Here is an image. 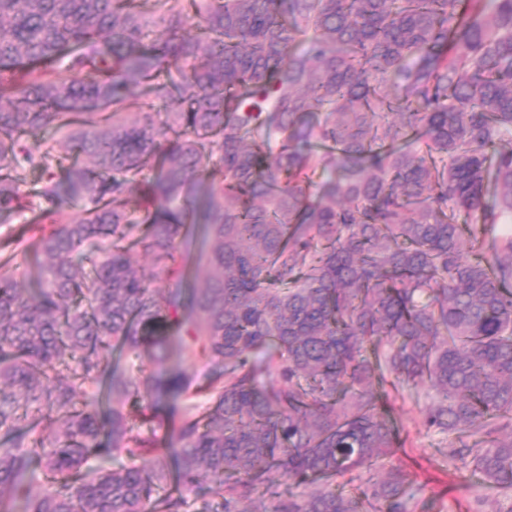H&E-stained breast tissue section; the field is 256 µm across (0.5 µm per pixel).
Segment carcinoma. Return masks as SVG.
Masks as SVG:
<instances>
[{
	"label": "carcinoma",
	"mask_w": 512,
	"mask_h": 512,
	"mask_svg": "<svg viewBox=\"0 0 512 512\" xmlns=\"http://www.w3.org/2000/svg\"><path fill=\"white\" fill-rule=\"evenodd\" d=\"M511 141L512 0H0V225H56L36 288L0 264V512H426L337 483L422 388L511 492ZM173 339L217 369L144 376ZM189 229L190 233L188 237L179 242V247L191 264V281L198 285L201 283L202 273H198V277L194 278L196 274L195 261L202 252H205L209 249L211 242L201 225H190Z\"/></svg>",
	"instance_id": "1"
}]
</instances>
